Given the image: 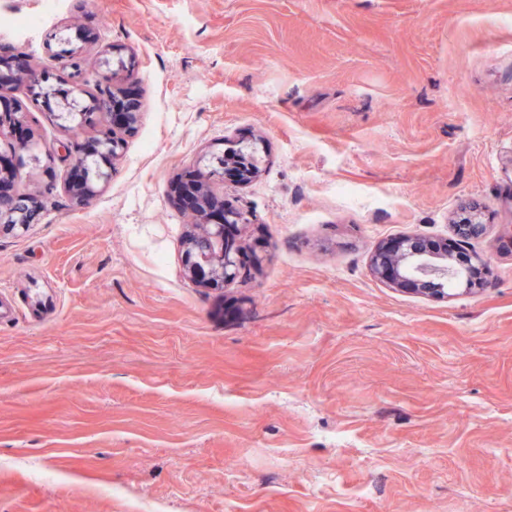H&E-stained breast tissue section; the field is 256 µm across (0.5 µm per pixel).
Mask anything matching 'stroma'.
<instances>
[{"label":"stroma","instance_id":"stroma-1","mask_svg":"<svg viewBox=\"0 0 512 512\" xmlns=\"http://www.w3.org/2000/svg\"><path fill=\"white\" fill-rule=\"evenodd\" d=\"M116 47L134 68L106 83ZM62 49L140 107L81 204L56 150L95 129L29 116L0 512H512V0H0V51L52 72ZM230 147L259 173L214 190L261 261L209 288L174 186ZM471 203L483 290L372 274Z\"/></svg>","mask_w":512,"mask_h":512}]
</instances>
